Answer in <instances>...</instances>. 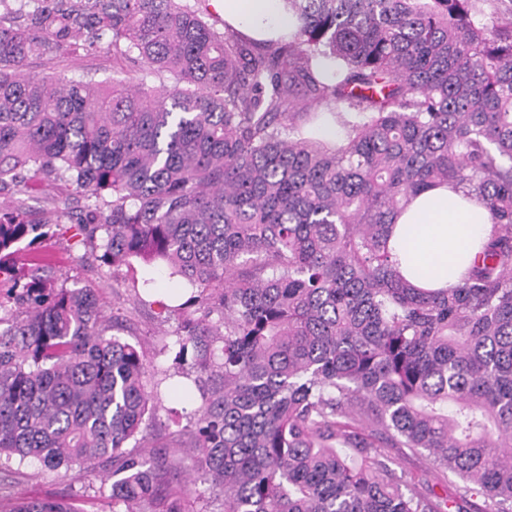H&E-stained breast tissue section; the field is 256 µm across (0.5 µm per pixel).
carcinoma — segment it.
Returning a JSON list of instances; mask_svg holds the SVG:
<instances>
[{"label": "carcinoma", "mask_w": 512, "mask_h": 512, "mask_svg": "<svg viewBox=\"0 0 512 512\" xmlns=\"http://www.w3.org/2000/svg\"><path fill=\"white\" fill-rule=\"evenodd\" d=\"M34 2L0 0V460L103 466L125 512H183L198 481L220 512H467L475 492L482 512H512L501 0H284L295 31L266 45L217 28L201 0ZM105 41L138 79L29 70ZM325 118L337 139L305 129ZM441 184L480 199L492 230L455 287L429 291L388 238ZM44 188L67 223L32 214ZM50 233L116 283L140 260L189 287L158 302L200 401L175 444L153 442L145 353L110 334L97 289L18 267V244ZM385 448L426 451L462 486L399 474ZM181 467L188 485L170 481ZM10 512L80 510L21 497Z\"/></svg>", "instance_id": "cac0c4a2"}]
</instances>
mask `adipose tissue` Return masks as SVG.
<instances>
[{
	"mask_svg": "<svg viewBox=\"0 0 512 512\" xmlns=\"http://www.w3.org/2000/svg\"><path fill=\"white\" fill-rule=\"evenodd\" d=\"M227 29L258 42L287 37L291 19L283 0H207ZM489 214L474 197L439 186L415 197L398 218L389 249L414 286L455 287L489 234Z\"/></svg>",
	"mask_w": 512,
	"mask_h": 512,
	"instance_id": "adipose-tissue-1",
	"label": "adipose tissue"
}]
</instances>
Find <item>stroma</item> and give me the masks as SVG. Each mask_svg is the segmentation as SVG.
<instances>
[{
    "instance_id": "obj_1",
    "label": "stroma",
    "mask_w": 512,
    "mask_h": 512,
    "mask_svg": "<svg viewBox=\"0 0 512 512\" xmlns=\"http://www.w3.org/2000/svg\"><path fill=\"white\" fill-rule=\"evenodd\" d=\"M33 70L46 73L60 72L68 78L79 80L85 76L99 79L129 80L130 71L112 66V52L102 48L90 54L70 56L51 52L32 60ZM81 249L68 245L58 236H48L22 251L23 260L36 259L56 265L65 276L80 285L100 287L108 314L117 321L113 335L143 347L151 361L149 382L157 386L160 397L157 402L156 426L160 433L180 430L187 423L190 403L180 391L184 383L169 355L163 354L164 345L174 340L175 321L165 320L158 307L141 305V297L167 299L185 297L182 283L170 278L168 270L143 262L135 264L136 287L112 288L103 286L101 272L91 269L80 259ZM109 484L104 474L81 472L75 469L47 471L38 463L13 462L0 469V512H9L15 499L23 494H49L73 501L82 512H112V502L106 496Z\"/></svg>"
}]
</instances>
